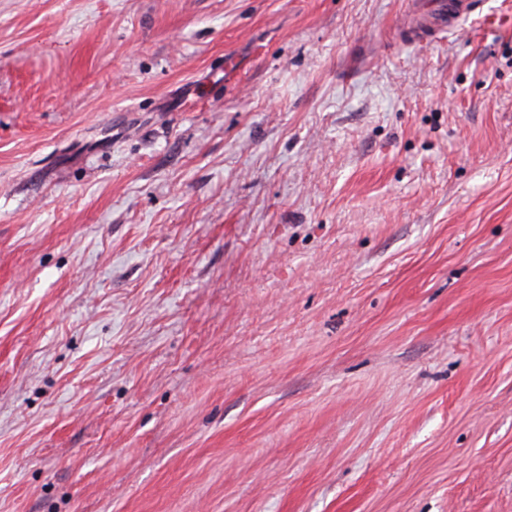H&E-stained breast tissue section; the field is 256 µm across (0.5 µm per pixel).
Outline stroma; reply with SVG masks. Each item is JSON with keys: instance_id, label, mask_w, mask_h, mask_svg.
Here are the masks:
<instances>
[{"instance_id": "35a3bbf8", "label": "stroma", "mask_w": 512, "mask_h": 512, "mask_svg": "<svg viewBox=\"0 0 512 512\" xmlns=\"http://www.w3.org/2000/svg\"><path fill=\"white\" fill-rule=\"evenodd\" d=\"M0 0V512H512V0ZM479 0H438L430 7L419 6V31L429 37L459 31L461 22L479 8Z\"/></svg>"}]
</instances>
